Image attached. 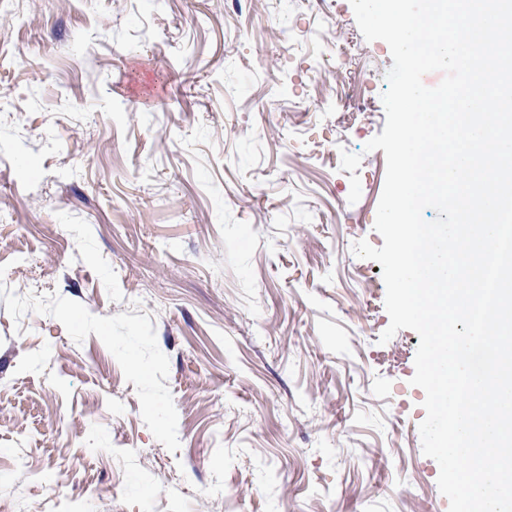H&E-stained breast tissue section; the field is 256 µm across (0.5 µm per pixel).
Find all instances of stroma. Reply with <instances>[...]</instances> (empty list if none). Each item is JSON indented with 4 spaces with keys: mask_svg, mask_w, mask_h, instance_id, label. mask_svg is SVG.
I'll return each mask as SVG.
<instances>
[{
    "mask_svg": "<svg viewBox=\"0 0 512 512\" xmlns=\"http://www.w3.org/2000/svg\"><path fill=\"white\" fill-rule=\"evenodd\" d=\"M316 2L0 0V512H449L352 251L390 48Z\"/></svg>",
    "mask_w": 512,
    "mask_h": 512,
    "instance_id": "35a3bbf8",
    "label": "stroma"
}]
</instances>
